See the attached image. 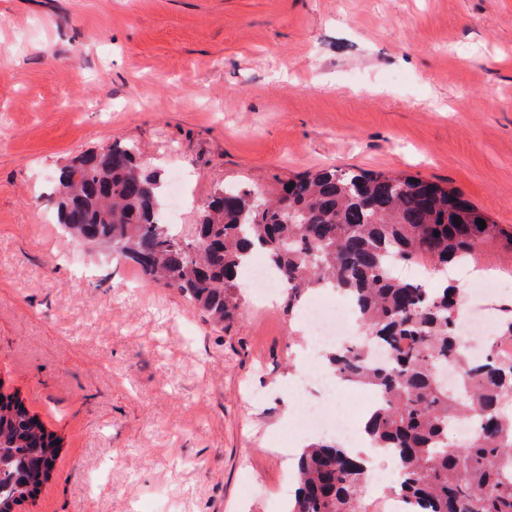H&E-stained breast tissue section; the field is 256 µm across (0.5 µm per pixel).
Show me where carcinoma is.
I'll return each mask as SVG.
<instances>
[{
  "label": "carcinoma",
  "instance_id": "cac0c4a2",
  "mask_svg": "<svg viewBox=\"0 0 512 512\" xmlns=\"http://www.w3.org/2000/svg\"><path fill=\"white\" fill-rule=\"evenodd\" d=\"M291 183L264 201L243 187L214 192L184 237L161 220V175L135 144L115 142L60 171L54 205L66 232L129 259L216 326L233 321L239 276L257 252L286 285L290 313L328 285L353 299L361 335L387 347L388 358L378 365L351 346L328 349L326 360L333 374L380 396L364 431L397 460L396 496L408 512H512V361L491 351L467 359L455 285L427 288L395 273L402 263L433 273L462 263L498 225L485 219L479 228L484 215L461 191L418 175L335 166ZM450 362L462 373L456 390L436 376ZM462 415L476 432L459 445L448 430ZM56 440L18 396L0 392V512L34 499L49 480L31 453L55 460ZM297 472L288 512H361L366 466L336 442L303 449Z\"/></svg>",
  "mask_w": 512,
  "mask_h": 512
}]
</instances>
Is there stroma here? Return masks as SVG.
<instances>
[{
    "mask_svg": "<svg viewBox=\"0 0 512 512\" xmlns=\"http://www.w3.org/2000/svg\"><path fill=\"white\" fill-rule=\"evenodd\" d=\"M274 195L326 167L459 189L502 237L473 263L512 306V0H0V392L61 441L16 512H285L306 339L282 301L213 328L125 258L63 235L62 167L113 141Z\"/></svg>",
    "mask_w": 512,
    "mask_h": 512,
    "instance_id": "obj_1",
    "label": "stroma"
}]
</instances>
